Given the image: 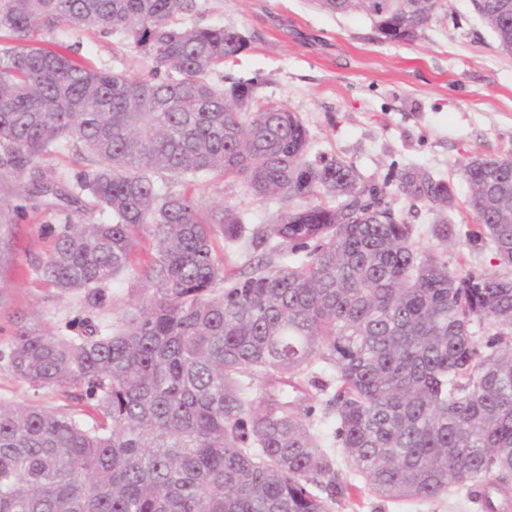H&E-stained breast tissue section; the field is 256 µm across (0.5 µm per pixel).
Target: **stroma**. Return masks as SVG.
I'll return each instance as SVG.
<instances>
[{"mask_svg":"<svg viewBox=\"0 0 512 512\" xmlns=\"http://www.w3.org/2000/svg\"><path fill=\"white\" fill-rule=\"evenodd\" d=\"M457 24L426 30L418 39L392 43L378 38L361 15H336L312 0H205L196 21L233 25L252 37L248 51L227 72L262 76L267 94L304 119L313 156H338L364 178L383 180L393 167L418 166L449 181L455 206L448 213L420 208L411 217L420 251L438 256L457 275L498 271L491 246L474 248L465 232L473 222L466 206L469 187L458 173L460 161L478 155L512 157V56L502 53L492 32L474 15L470 0H453ZM120 32H81L59 27L45 42L78 43L80 56L92 66L131 76L144 71L133 52L117 51ZM191 192L216 206L235 207L249 218L248 230L272 223L287 212L288 201L258 198L241 181L191 184ZM23 211L0 238L6 257L0 260V402L63 408L62 389L34 390L11 369L5 352L18 323L57 332L75 319L91 317L109 332L118 317L134 312L152 295L143 270L152 258L141 242L138 260L108 290L105 304L87 309L81 292L61 294L35 280L32 263L49 250L48 227L71 221L100 222L99 211H63L59 200L23 201L14 178L0 175V209ZM450 220L448 240L433 229ZM348 484L347 512H478L465 493L418 503L382 499L368 493L341 451L332 455Z\"/></svg>","mask_w":512,"mask_h":512,"instance_id":"obj_1","label":"stroma"}]
</instances>
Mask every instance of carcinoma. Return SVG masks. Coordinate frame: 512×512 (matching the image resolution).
Returning a JSON list of instances; mask_svg holds the SVG:
<instances>
[{"label":"carcinoma","mask_w":512,"mask_h":512,"mask_svg":"<svg viewBox=\"0 0 512 512\" xmlns=\"http://www.w3.org/2000/svg\"><path fill=\"white\" fill-rule=\"evenodd\" d=\"M314 5L361 14L390 42L453 15L451 0ZM471 5L511 54L512 0ZM200 11L199 0H0V174L30 198L79 209L87 197L107 215L49 228L36 277L97 307L147 238L154 288L103 336L88 319L73 335L15 330L14 373L84 410L0 403V512H333L347 484L311 432L318 407L335 412L334 443L376 497L507 484L512 159L459 167L468 243L490 241L504 272L457 277L419 251L404 215L453 207L449 182L404 167L378 185L339 158L308 160L298 113L261 82L220 74L251 36L190 22ZM60 26L122 31L151 74L99 70L74 44L33 45ZM62 144L89 162L74 192L41 167ZM201 178L298 202L250 239L291 261L225 275L213 243L243 247V217L182 188ZM304 386L333 392L318 406L289 399Z\"/></svg>","instance_id":"1"}]
</instances>
